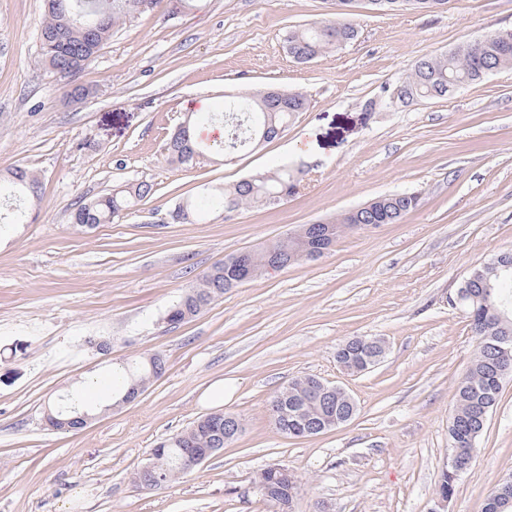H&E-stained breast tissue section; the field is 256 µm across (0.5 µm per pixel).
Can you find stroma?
<instances>
[{
	"label": "stroma",
	"mask_w": 512,
	"mask_h": 512,
	"mask_svg": "<svg viewBox=\"0 0 512 512\" xmlns=\"http://www.w3.org/2000/svg\"><path fill=\"white\" fill-rule=\"evenodd\" d=\"M332 10L330 0H160L63 82L40 63L43 0H0V174L25 167L41 181L25 223L0 199V512H278L255 483L270 465L299 480L294 512H434L477 346L449 298L473 267L512 252V69L410 106L379 100L417 59L512 29V0L394 15L354 0L359 39L293 62L284 33ZM270 85L309 99L279 137L228 163L166 162L164 143L187 113L206 128L219 103ZM76 86L86 95L75 102ZM284 163L304 174L279 205L207 209L184 224L167 216L203 186ZM142 180L154 193L123 218L71 223L81 201ZM403 192L422 203L400 223L345 232L325 256L167 322L226 256ZM357 336L387 344L364 374L336 362ZM153 354L167 371L135 402L118 407L98 392L86 427L46 425L62 397ZM305 375L350 393L352 419L312 437L283 434L270 402ZM217 382L218 405L203 398ZM219 411L241 419L234 441L164 488L138 486L151 448ZM509 480L512 375L447 512H481Z\"/></svg>",
	"instance_id": "35a3bbf8"
}]
</instances>
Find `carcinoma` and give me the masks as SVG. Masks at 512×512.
I'll list each match as a JSON object with an SVG mask.
<instances>
[{"label":"carcinoma","instance_id":"cac0c4a2","mask_svg":"<svg viewBox=\"0 0 512 512\" xmlns=\"http://www.w3.org/2000/svg\"><path fill=\"white\" fill-rule=\"evenodd\" d=\"M41 26V62L62 78H69L86 67L101 46L110 38L115 27L137 13L151 9L159 0H44ZM374 10L392 13L402 10L437 12L448 10L450 0H368ZM352 0H336V12L329 19L292 27L284 35L288 55L300 64L335 52L355 41L359 30L351 18ZM512 68V36L504 38L495 33L472 43L458 46L448 52L426 56L417 61L410 73L393 88L384 90L388 101L405 104L441 98L448 88L458 89L483 80L501 69ZM307 97L301 92L274 89L258 90L225 102L216 108L224 117V140L203 144L195 140L193 115L183 121L185 129L174 132L165 146L168 164L177 170L188 169L204 158H228L248 146L258 147L269 142L292 125L298 114L305 111ZM299 169L282 164L258 172L230 187H205L197 199H186L169 211L174 223L192 221L197 212L219 207L233 212L242 207L268 208L292 195L299 183ZM5 183L18 196L35 200L39 197V177L17 168L4 176ZM153 194L148 181L118 186L112 192L85 200L71 214L72 223L91 229L98 224H110ZM420 205L414 193H397L377 197L366 206L353 208L332 220L339 225L338 233L352 229L354 224H395ZM312 258L306 242L282 237L268 246L248 252L250 266L263 270L272 261L291 266ZM235 262L226 257L224 262L205 272L198 282L172 305L167 320L182 323L198 315L207 306L232 289ZM479 281L486 285L475 300L463 304L470 317L476 336L477 351L470 369L460 382L453 413L455 420L448 426L450 447L468 456L476 450L478 411L483 406L494 407L498 401L502 379L496 377L494 359L512 364V329L505 333L498 318L512 321V278L506 281L494 273V268L482 270ZM375 357L373 350L357 346L349 353L344 348L336 351V362L359 372ZM166 369L161 356L147 358L124 367L127 386L138 382L145 387L160 378ZM275 398L296 407L280 431L288 436L307 437L315 426L336 428V417L347 412L348 404L340 398L331 405L324 404L322 389L311 376L298 377L276 393ZM68 426L56 430L74 431L77 423L72 418L89 413L74 398L65 397L50 410ZM224 413H213L197 421L186 430L158 442L150 449L149 457L136 473L138 484L160 489L187 472L184 461L194 448L224 447L229 440L224 435ZM256 484L262 496L278 506L292 507L298 484L295 477H281L277 466L261 470ZM482 512H512V487L497 488L486 499Z\"/></svg>","mask_w":512,"mask_h":512}]
</instances>
